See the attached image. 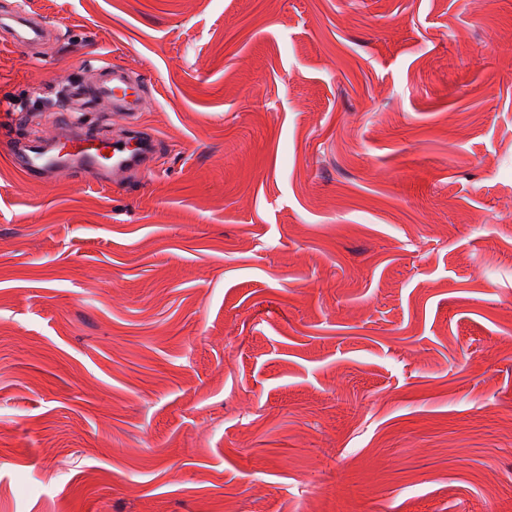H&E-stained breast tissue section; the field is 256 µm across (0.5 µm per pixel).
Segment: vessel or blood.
Here are the masks:
<instances>
[{
	"mask_svg": "<svg viewBox=\"0 0 512 512\" xmlns=\"http://www.w3.org/2000/svg\"><path fill=\"white\" fill-rule=\"evenodd\" d=\"M6 17L17 24L6 40L7 45L30 48L47 34L46 27L25 11L21 0H16ZM146 86V80L129 69L107 64L84 86L73 87L71 93L77 100L86 96L108 100L114 112L131 117L141 108ZM11 152L17 165L32 180H40L46 174L81 172L108 186L115 177L145 169L157 152V140L135 128L117 139L65 128L52 139L48 148H24L15 144Z\"/></svg>",
	"mask_w": 512,
	"mask_h": 512,
	"instance_id": "1",
	"label": "vessel or blood"
}]
</instances>
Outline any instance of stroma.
Returning <instances> with one entry per match:
<instances>
[{
  "instance_id": "1",
  "label": "stroma",
  "mask_w": 512,
  "mask_h": 512,
  "mask_svg": "<svg viewBox=\"0 0 512 512\" xmlns=\"http://www.w3.org/2000/svg\"><path fill=\"white\" fill-rule=\"evenodd\" d=\"M25 2L0 512H512V0ZM107 63L152 169L31 181ZM147 81L140 75H133L129 69L106 64L98 69L88 83L71 89L76 100L93 96L108 100L113 112L133 117L141 108Z\"/></svg>"
}]
</instances>
